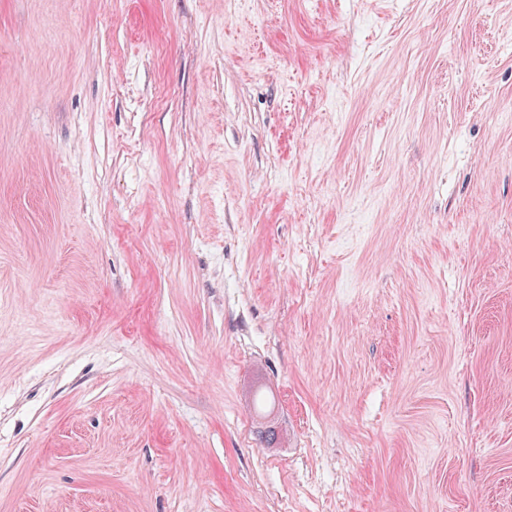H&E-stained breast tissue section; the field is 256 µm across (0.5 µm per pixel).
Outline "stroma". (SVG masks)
<instances>
[{
  "instance_id": "obj_1",
  "label": "stroma",
  "mask_w": 512,
  "mask_h": 512,
  "mask_svg": "<svg viewBox=\"0 0 512 512\" xmlns=\"http://www.w3.org/2000/svg\"><path fill=\"white\" fill-rule=\"evenodd\" d=\"M0 512H512V0H0Z\"/></svg>"
}]
</instances>
